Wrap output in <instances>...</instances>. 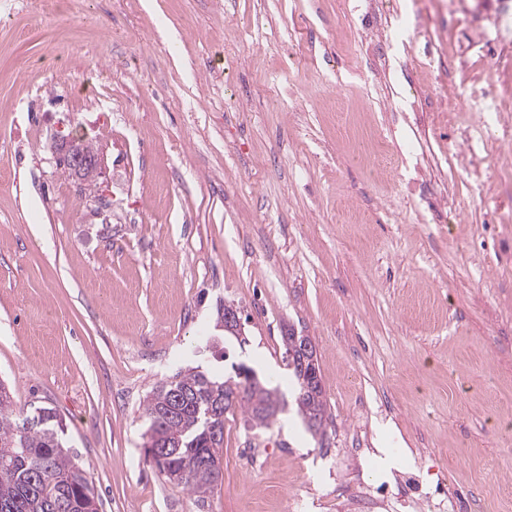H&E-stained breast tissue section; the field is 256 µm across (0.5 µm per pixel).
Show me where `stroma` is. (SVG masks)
Here are the masks:
<instances>
[{
    "mask_svg": "<svg viewBox=\"0 0 512 512\" xmlns=\"http://www.w3.org/2000/svg\"><path fill=\"white\" fill-rule=\"evenodd\" d=\"M42 2L0 0V381L54 409L99 512H350L360 483L512 512V0ZM75 130L91 190L50 148ZM290 332L323 440L237 411L223 483L166 482L148 393L242 364L291 397Z\"/></svg>",
    "mask_w": 512,
    "mask_h": 512,
    "instance_id": "1",
    "label": "stroma"
}]
</instances>
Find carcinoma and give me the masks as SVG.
Here are the masks:
<instances>
[{
  "label": "carcinoma",
  "instance_id": "cac0c4a2",
  "mask_svg": "<svg viewBox=\"0 0 512 512\" xmlns=\"http://www.w3.org/2000/svg\"><path fill=\"white\" fill-rule=\"evenodd\" d=\"M284 342L297 412L312 435H322L328 419L325 393L301 381L304 340L296 343L289 335ZM283 407L277 389L250 367L240 368L235 380L194 369L180 372L143 408L147 439L162 441L166 449L154 464L166 481L203 500L224 479V416L238 408L248 427L261 432ZM94 501L92 484L71 457L57 415L48 408L15 413L0 384V512H90Z\"/></svg>",
  "mask_w": 512,
  "mask_h": 512
}]
</instances>
